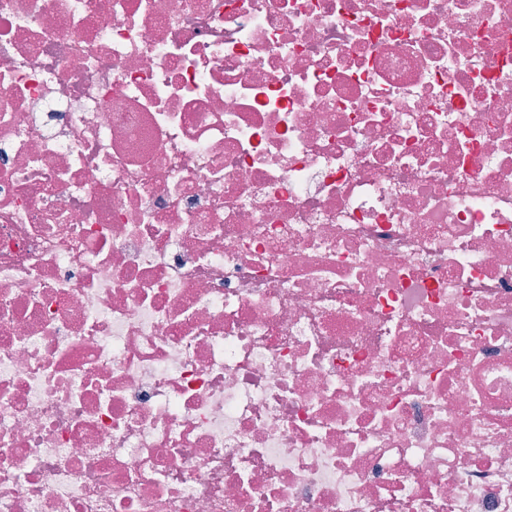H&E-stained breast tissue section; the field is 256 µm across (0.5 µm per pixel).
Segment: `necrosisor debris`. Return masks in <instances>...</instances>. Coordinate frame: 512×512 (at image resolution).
I'll use <instances>...</instances> for the list:
<instances>
[{
  "mask_svg": "<svg viewBox=\"0 0 512 512\" xmlns=\"http://www.w3.org/2000/svg\"><path fill=\"white\" fill-rule=\"evenodd\" d=\"M0 512H512V0H0Z\"/></svg>",
  "mask_w": 512,
  "mask_h": 512,
  "instance_id": "4bbe7bcc",
  "label": "necrosis or debris"
}]
</instances>
